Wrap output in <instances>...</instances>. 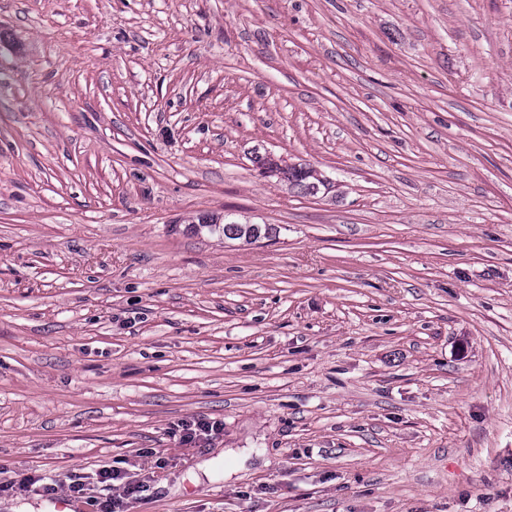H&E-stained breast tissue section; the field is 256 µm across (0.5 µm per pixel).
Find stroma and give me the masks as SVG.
<instances>
[{
    "instance_id": "obj_1",
    "label": "stroma",
    "mask_w": 512,
    "mask_h": 512,
    "mask_svg": "<svg viewBox=\"0 0 512 512\" xmlns=\"http://www.w3.org/2000/svg\"><path fill=\"white\" fill-rule=\"evenodd\" d=\"M105 469L122 512H512V0H0V482ZM294 185L300 189L302 194H311L317 189V183H321L317 171L313 168L299 165V168L293 167L291 173ZM220 226H222L225 238L232 240L244 239L246 242L258 240L262 234L264 237L269 236L272 230L267 225H264V229H262L258 224H231V222H226V218H224V224H218V228ZM222 429L219 422L208 420H193L186 422L182 426L180 441L183 445H195L199 441L208 439L213 434H217Z\"/></svg>"
}]
</instances>
